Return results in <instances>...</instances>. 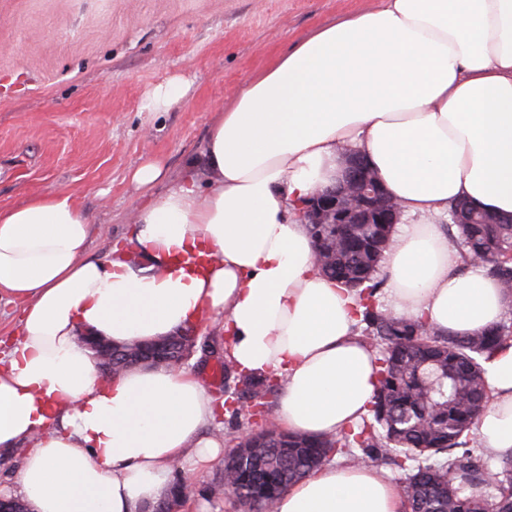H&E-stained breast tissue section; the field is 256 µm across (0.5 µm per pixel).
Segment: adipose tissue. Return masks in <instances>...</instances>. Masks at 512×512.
Returning a JSON list of instances; mask_svg holds the SVG:
<instances>
[{
    "label": "adipose tissue",
    "mask_w": 512,
    "mask_h": 512,
    "mask_svg": "<svg viewBox=\"0 0 512 512\" xmlns=\"http://www.w3.org/2000/svg\"><path fill=\"white\" fill-rule=\"evenodd\" d=\"M362 151L407 216L385 263L393 314L466 336L507 298L465 262L437 219L449 202L512 215V0H385L319 27L241 85L197 168L134 211L143 264L87 258L71 197L0 211V298L22 308L0 355V450L26 447L16 496L29 512H147L173 470L223 454L214 399L181 368L103 380L80 344L147 342L209 321L238 371L276 378L292 433L356 425L379 387L356 299L324 277L295 205ZM477 433L512 456V347L487 367ZM368 465H323L273 512H403Z\"/></svg>",
    "instance_id": "1"
}]
</instances>
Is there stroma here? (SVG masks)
<instances>
[{
	"label": "stroma",
	"instance_id": "35a3bbf8",
	"mask_svg": "<svg viewBox=\"0 0 512 512\" xmlns=\"http://www.w3.org/2000/svg\"><path fill=\"white\" fill-rule=\"evenodd\" d=\"M382 0H0V210L65 193L87 213V255L128 245L129 215L151 191L133 172L157 160L177 179L204 148L235 89L296 41ZM180 77L167 111L148 92ZM215 462L190 480L179 512H242L232 494L203 496Z\"/></svg>",
	"mask_w": 512,
	"mask_h": 512
}]
</instances>
